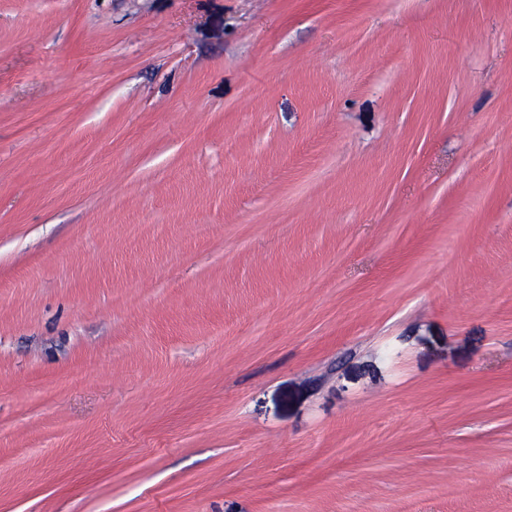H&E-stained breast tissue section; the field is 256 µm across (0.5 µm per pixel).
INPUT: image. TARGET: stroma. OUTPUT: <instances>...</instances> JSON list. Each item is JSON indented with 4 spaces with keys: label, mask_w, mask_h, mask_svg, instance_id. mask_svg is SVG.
Here are the masks:
<instances>
[{
    "label": "stroma",
    "mask_w": 512,
    "mask_h": 512,
    "mask_svg": "<svg viewBox=\"0 0 512 512\" xmlns=\"http://www.w3.org/2000/svg\"><path fill=\"white\" fill-rule=\"evenodd\" d=\"M0 512H512V0H0Z\"/></svg>",
    "instance_id": "stroma-1"
}]
</instances>
